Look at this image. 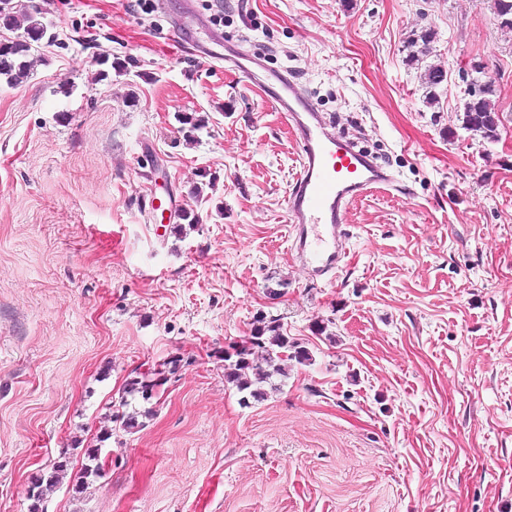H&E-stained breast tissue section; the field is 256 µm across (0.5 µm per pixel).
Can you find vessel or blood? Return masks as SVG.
Returning a JSON list of instances; mask_svg holds the SVG:
<instances>
[{
  "instance_id": "1",
  "label": "vessel or blood",
  "mask_w": 512,
  "mask_h": 512,
  "mask_svg": "<svg viewBox=\"0 0 512 512\" xmlns=\"http://www.w3.org/2000/svg\"><path fill=\"white\" fill-rule=\"evenodd\" d=\"M172 34L192 46L199 64H223L240 81L259 83L270 107L280 112L299 147V166L287 193L291 247L315 278L337 274L347 254V214L352 201L373 190L402 191L395 173L354 142L341 139L329 118L286 71L259 80L260 63L243 52L215 55L221 36L186 7Z\"/></svg>"
}]
</instances>
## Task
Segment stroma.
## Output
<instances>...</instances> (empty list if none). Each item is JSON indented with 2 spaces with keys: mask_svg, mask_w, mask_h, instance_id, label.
<instances>
[{
  "mask_svg": "<svg viewBox=\"0 0 512 512\" xmlns=\"http://www.w3.org/2000/svg\"><path fill=\"white\" fill-rule=\"evenodd\" d=\"M18 2L58 40L0 77V512H29L61 460L43 512H512V29L486 0H194L404 186L352 205L347 265L318 284L287 240L288 125L170 38L183 0ZM105 52L135 65L97 80ZM477 61L494 139L463 123ZM169 197L198 224L163 217ZM261 314L312 360L245 406L224 349ZM173 358L130 405L143 427H111L127 379ZM96 446L106 474L79 489ZM66 467V461H57L52 465L50 470L40 474L31 482L28 491L29 498L34 501L31 505V512L43 511L39 510V505L43 501L44 491L47 487L52 488L61 482Z\"/></svg>",
  "mask_w": 512,
  "mask_h": 512,
  "instance_id": "1",
  "label": "stroma"
}]
</instances>
